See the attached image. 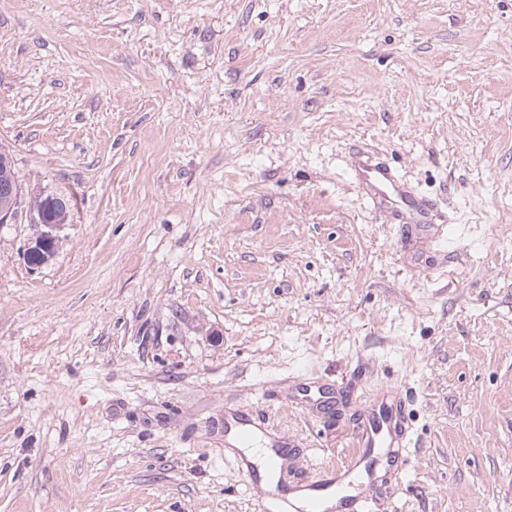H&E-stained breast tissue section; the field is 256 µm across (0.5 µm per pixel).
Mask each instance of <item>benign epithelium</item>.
Wrapping results in <instances>:
<instances>
[{
    "mask_svg": "<svg viewBox=\"0 0 512 512\" xmlns=\"http://www.w3.org/2000/svg\"><path fill=\"white\" fill-rule=\"evenodd\" d=\"M62 201L63 198L53 194H38L29 198L17 184L13 187L11 204L0 209V229L13 223L20 210H28L30 223L37 227V233L24 242V256L30 268L34 270L49 263L59 247L60 232L64 225L49 217V211Z\"/></svg>",
    "mask_w": 512,
    "mask_h": 512,
    "instance_id": "7a95c632",
    "label": "benign epithelium"
}]
</instances>
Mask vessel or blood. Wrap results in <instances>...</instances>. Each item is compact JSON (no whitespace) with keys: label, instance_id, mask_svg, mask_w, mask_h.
<instances>
[{"label":"vessel or blood","instance_id":"vessel-or-blood-1","mask_svg":"<svg viewBox=\"0 0 512 512\" xmlns=\"http://www.w3.org/2000/svg\"><path fill=\"white\" fill-rule=\"evenodd\" d=\"M352 169L358 185L378 210L416 224L431 238L443 235L444 225L430 223L428 206L413 195L388 164L359 149L354 153ZM369 407L367 421L354 435L355 449L343 465L326 471L325 480L320 484L276 485L267 493L262 512H272L270 504L274 501L287 504L289 512H371V500L366 493H348V486L356 478L361 479L366 488L373 486L379 469L371 468V460L379 459L382 467L391 468L408 453L411 442L394 413L393 399L380 393L370 399ZM225 427L231 432L230 447L259 444L268 453V468L264 471L250 459L238 461L239 471L253 485L266 484L268 469L284 467L299 452L295 442L270 431L257 430L247 418L233 417L226 421Z\"/></svg>","mask_w":512,"mask_h":512}]
</instances>
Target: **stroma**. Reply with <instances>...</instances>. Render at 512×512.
Masks as SVG:
<instances>
[{
  "instance_id": "stroma-1",
  "label": "stroma",
  "mask_w": 512,
  "mask_h": 512,
  "mask_svg": "<svg viewBox=\"0 0 512 512\" xmlns=\"http://www.w3.org/2000/svg\"><path fill=\"white\" fill-rule=\"evenodd\" d=\"M0 143L73 205L0 230V512H260L225 412L307 483L391 386L377 512H512V0H0ZM353 155L355 179L378 210L392 219L399 217L406 223H417L415 226L421 233L431 232L432 239L444 234L447 225L429 224L430 208L413 195L392 167L362 148H358ZM27 195L23 188L15 183L11 204L4 209H0V229L6 224H12L22 208L28 210L30 224H33L39 230L24 242V256L30 268L37 270L51 261L59 247L60 232L66 224L58 223H68L70 219V200L66 199L64 205L57 209L55 213L57 223L55 219L49 218V211L51 208L53 209L55 204L59 205L63 198L53 194H38L27 199ZM35 201L43 202L41 209L34 206ZM232 421L226 416L225 430L226 436L232 429L230 442H226L228 448H246L251 447L257 441L266 448L268 453L267 461L270 470L284 467L288 461L294 458L299 452L298 445L271 431H259L253 425L251 420L245 417L231 415Z\"/></svg>"
}]
</instances>
